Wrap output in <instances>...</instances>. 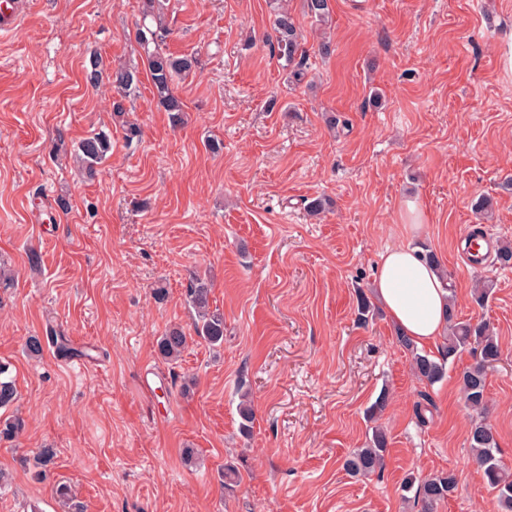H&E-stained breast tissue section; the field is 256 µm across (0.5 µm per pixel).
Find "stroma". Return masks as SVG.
I'll list each match as a JSON object with an SVG mask.
<instances>
[{
  "instance_id": "35a3bbf8",
  "label": "stroma",
  "mask_w": 512,
  "mask_h": 512,
  "mask_svg": "<svg viewBox=\"0 0 512 512\" xmlns=\"http://www.w3.org/2000/svg\"><path fill=\"white\" fill-rule=\"evenodd\" d=\"M270 2L167 0L168 50L200 58L175 83L179 126L149 82L123 118L109 87L84 82L92 50L142 66L140 0H31L0 34V259L15 271L0 289V363L25 421L0 440V512H417L404 479L446 470L456 488L436 512H500L468 444L459 377L474 356L442 382L419 380L386 312L357 323L356 292L387 248L438 255L460 318L487 319L501 345L487 420L512 467V267L471 268L462 242L473 225L512 241V193L499 187L512 175V72L500 60L512 0H331L327 56L305 0H287L308 55L299 80L273 49ZM127 119L139 139L126 141ZM103 126L112 156L95 180L53 160L57 134ZM482 194L494 199L486 217L473 210ZM318 196L330 209L308 216ZM198 275L224 316L216 345L193 335L185 289ZM479 280L494 285L482 308ZM172 324L191 337L176 361L157 347ZM50 326L73 356L49 346L29 358L26 339ZM149 367L167 382L154 394L140 382ZM376 425L384 469L349 475L345 458ZM44 448L55 451L45 467Z\"/></svg>"
}]
</instances>
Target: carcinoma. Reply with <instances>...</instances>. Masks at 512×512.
I'll return each instance as SVG.
<instances>
[{"instance_id":"cac0c4a2","label":"carcinoma","mask_w":512,"mask_h":512,"mask_svg":"<svg viewBox=\"0 0 512 512\" xmlns=\"http://www.w3.org/2000/svg\"><path fill=\"white\" fill-rule=\"evenodd\" d=\"M307 13L318 24H326L331 17L330 0H306ZM166 0H141V14L146 23L136 32V41L144 51L146 75L153 87L157 105L170 114L172 123H184L185 108L182 100L173 93L172 86L178 78L189 75L198 65L194 55H176L166 49L169 29L164 23ZM276 45L279 58L291 68L293 77L303 75L302 66L306 58L303 36L291 12L278 4L275 6ZM84 79L87 85L97 87L103 80L111 84L115 96L112 112L123 116L125 102L134 95L141 83L140 71L136 67L118 66L109 68L100 54L90 53L84 64ZM112 153V133L99 129L81 140L68 144L63 135L52 152L53 159L60 163L72 161L84 178L92 179L98 167ZM208 280L195 277L186 291V303L195 312L194 332L212 345L224 339V316L210 310ZM358 319L364 323L373 319L374 306L362 291L358 292ZM448 334L432 355L418 349L413 342L396 333L397 343L410 352L414 373L430 385L442 381L448 374V364L464 351L478 353L475 365L465 369L460 377V388L467 406L476 412L471 420L468 442L474 462L481 469L487 487L495 492L501 512H512V470L497 457L498 442L493 428L484 418L487 411L486 386L488 371L501 357L499 344L488 321L480 319L462 320L455 304L448 302ZM188 347V336L177 326L167 328L158 341L160 354L169 361L178 360ZM16 399L14 381L8 376V368L0 364V408L7 407ZM239 430L242 436L251 434L254 410L250 403L239 406ZM388 453L386 432L376 427L364 448L355 449L344 461L345 469L353 476H369L382 471ZM456 486V477L451 471H440L420 482L409 477L404 488H416L415 498L420 512H436L437 505L448 499Z\"/></svg>"}]
</instances>
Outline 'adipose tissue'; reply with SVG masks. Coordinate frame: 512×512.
<instances>
[{
	"instance_id": "1",
	"label": "adipose tissue",
	"mask_w": 512,
	"mask_h": 512,
	"mask_svg": "<svg viewBox=\"0 0 512 512\" xmlns=\"http://www.w3.org/2000/svg\"><path fill=\"white\" fill-rule=\"evenodd\" d=\"M373 289L396 329L415 345L434 343L443 335L446 283L415 248L398 246L383 253Z\"/></svg>"
}]
</instances>
